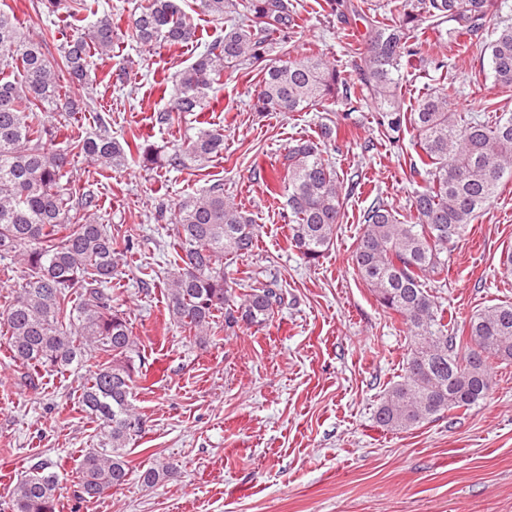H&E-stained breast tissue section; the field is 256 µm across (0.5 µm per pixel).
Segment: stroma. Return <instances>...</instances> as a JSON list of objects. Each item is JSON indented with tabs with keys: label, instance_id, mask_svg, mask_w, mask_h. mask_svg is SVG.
Instances as JSON below:
<instances>
[{
	"label": "stroma",
	"instance_id": "obj_1",
	"mask_svg": "<svg viewBox=\"0 0 512 512\" xmlns=\"http://www.w3.org/2000/svg\"><path fill=\"white\" fill-rule=\"evenodd\" d=\"M142 0H85L77 16L47 12L42 0H0L23 31L47 40L50 60L102 14L112 16V55L95 59L80 84L63 76L62 91L94 101V112L52 116L57 147L98 133L96 114L109 118L113 137L137 135L163 151L196 133L199 121L224 130L223 156L191 167L146 170L129 163L105 170L76 158L69 193L93 192L99 223L118 237L140 241L112 281V299L141 343L135 407L143 431L126 453L133 472L112 496L77 497L78 463L93 447L96 422L83 412L79 388L93 363L39 375L28 384L7 349L0 325V503L20 477L41 463L58 474L61 512H512V362L492 364L488 398L403 431L387 430L375 412L403 375L411 338L398 315L383 311L355 274L351 255L374 198L408 214L420 183L409 162L380 136L373 104L348 112L337 102L306 112H257L255 74L229 71L208 91L200 117L172 128L151 116L168 106L159 86L174 81L208 43L222 38L224 23L181 0L195 36L187 44L145 50L128 36ZM300 19L288 36L294 57L334 63L359 83L345 50L362 21L340 20L326 0H297ZM427 52L444 60L457 88L451 111L470 114L484 101L512 113V92H502L478 54L430 38ZM126 71L118 88L107 72ZM338 123L335 152L341 181L359 178L347 200L336 239L318 264L304 263L289 242L288 208L274 200L284 176L282 157L294 140L317 137L322 123ZM223 184L224 196L243 208L259 229L251 254L224 259L231 287L277 284L284 303L264 326L214 325L199 347L174 324L166 306L163 251L169 241L159 208ZM512 249V180L448 252V279L433 284L436 302L464 325L477 311L512 302V274L500 268ZM173 462L176 472L153 488L139 471Z\"/></svg>",
	"mask_w": 512,
	"mask_h": 512
}]
</instances>
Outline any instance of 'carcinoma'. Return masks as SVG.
Masks as SVG:
<instances>
[{
	"label": "carcinoma",
	"mask_w": 512,
	"mask_h": 512,
	"mask_svg": "<svg viewBox=\"0 0 512 512\" xmlns=\"http://www.w3.org/2000/svg\"><path fill=\"white\" fill-rule=\"evenodd\" d=\"M198 2L202 12L218 20L243 10L265 19L266 27H225L224 37L179 73L170 104L156 112L155 124L168 128L184 114L203 111L206 90L223 84L224 72L231 69L261 75L254 103L259 112H301L338 97L349 105L369 99L378 112V130L391 144L400 146L401 131L411 128L410 174L424 182L411 201L414 222H400L384 200L375 199L351 256L377 302L402 318L414 340L404 376L386 392L376 419L386 429L407 430L478 405L491 390L489 361L512 360V304L474 314L460 336L428 285L448 270L440 254L466 234L500 185L512 179V115L490 114L487 101L481 112L462 116L448 109L447 93L428 94L404 112L398 88L408 68H444L422 52L428 38L419 16L432 21L438 38L459 43L479 34L498 0H416L411 6L408 0H387L394 19L368 18L367 50L351 49L362 80L358 89L321 59L293 57L288 41L278 47L271 42V34L286 36L297 27L292 0ZM194 36L180 0H145L129 32L148 50L159 42L182 45ZM112 40V17L105 15L68 41L53 63L44 51L46 41L26 38L0 12V261L14 258L24 265L0 321L7 326L12 360L28 369L31 386L41 371H65L98 358L79 396L83 410L100 425L97 447L85 451L79 463L77 493L89 500L122 488L131 475L125 448L143 428L133 404L141 351L124 313L112 304L118 244L107 225L90 217L94 195H81L78 212L71 213L62 184L69 154H82L101 168L118 169L136 160L149 170H178L224 153V129L216 127L198 129L167 154L134 137L120 141L106 130L73 139L64 149L54 147L44 115L91 108L84 99L59 94V73L83 78L91 65L89 48L108 57ZM480 52L488 56L494 82L512 90V26L500 29ZM14 69L21 79L10 78ZM338 134V126L323 124L317 138L288 147L283 156L290 243L311 265L333 244L345 201L356 190V183L340 182L327 158ZM170 221L162 283L169 314L187 336L205 344L219 313L228 327L263 326L275 317L283 303L276 284L251 288L236 304L224 281V257L250 254L258 229L242 208L224 200L223 185L184 200ZM174 470L167 462L145 469L139 479L152 488ZM57 488L58 475L40 464L20 479L0 512H59Z\"/></svg>",
	"instance_id": "carcinoma-1"
}]
</instances>
